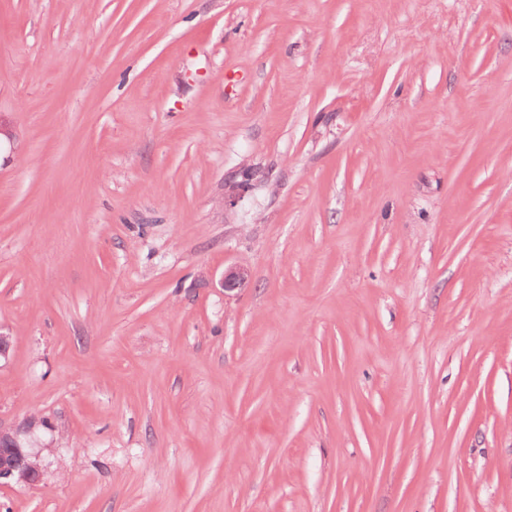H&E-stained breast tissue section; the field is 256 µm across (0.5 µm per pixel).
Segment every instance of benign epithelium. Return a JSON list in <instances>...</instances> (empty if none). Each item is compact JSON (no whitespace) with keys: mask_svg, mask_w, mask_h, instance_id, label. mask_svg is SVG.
<instances>
[{"mask_svg":"<svg viewBox=\"0 0 512 512\" xmlns=\"http://www.w3.org/2000/svg\"><path fill=\"white\" fill-rule=\"evenodd\" d=\"M248 272L241 267L224 270V291L244 288ZM45 445L37 443L33 428L27 423L0 430V487L31 486L45 477L40 464Z\"/></svg>","mask_w":512,"mask_h":512,"instance_id":"1","label":"benign epithelium"}]
</instances>
